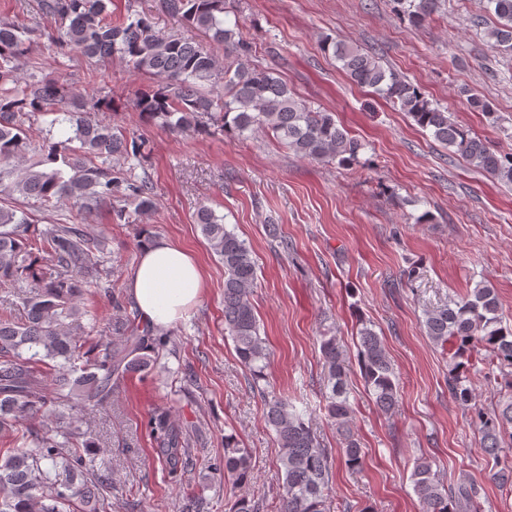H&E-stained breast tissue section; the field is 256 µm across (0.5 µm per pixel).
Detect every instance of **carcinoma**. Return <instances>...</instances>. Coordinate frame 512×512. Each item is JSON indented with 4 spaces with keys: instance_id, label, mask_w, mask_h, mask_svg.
Segmentation results:
<instances>
[{
    "instance_id": "obj_1",
    "label": "carcinoma",
    "mask_w": 512,
    "mask_h": 512,
    "mask_svg": "<svg viewBox=\"0 0 512 512\" xmlns=\"http://www.w3.org/2000/svg\"><path fill=\"white\" fill-rule=\"evenodd\" d=\"M409 21L420 25L437 10L438 0H395ZM112 0H37L34 18L54 25L59 48L96 60L119 57L134 73L157 79L156 87L137 98L136 109L149 122L172 131L209 135L234 130L242 138L258 130L301 158L347 163L363 149L360 140L325 110L297 98L272 68L253 64L251 50L225 26L224 0H158L159 10L205 33L224 47L226 63L189 37H159L146 9L129 3L126 14L108 19ZM496 19L488 31L494 46L512 52V0H483ZM40 27L0 20V431L29 426L17 433L14 447L0 451V512H75L77 504L111 508L112 474L92 464L95 442L74 424L79 404L98 406L114 384L148 367L151 355L167 341L131 319L100 330L85 300L104 287L93 251L101 240L87 221L107 208L113 222L129 219L113 201L135 205L138 215L150 213L154 191L148 178L135 175L145 155L144 140L109 119L112 72L88 74L101 95L89 109L74 106L75 93L58 76L46 74L33 61L34 36ZM340 69L360 87L370 88L407 112L435 140L453 149L474 167L512 183V155H498L454 122L413 84L384 67L376 54L347 43L329 41ZM44 212L73 204L67 223L31 228L25 211L9 204L17 198ZM196 223L210 249L224 265V331L234 343L240 363L254 382L264 379L269 358L266 339L251 302L257 279L253 251L227 229L224 217L202 203ZM493 287L479 283L459 301L425 312L426 335L450 345L455 364L448 373V393L471 411V421L485 452L502 464L494 479L512 484V381L496 408L476 403L464 362L512 368V327L499 316ZM329 393L327 416L343 436L347 467L363 465L364 452L352 432V405L347 395L346 365L336 337L321 340ZM359 365L374 405L383 414L398 403L394 368L378 334L360 330ZM264 418L274 434L282 472L279 512H326V489L332 476L331 449L322 445L305 411L287 398L261 389ZM50 424L43 430L35 421ZM150 433L169 464L184 447L183 432L169 411L157 410L148 421ZM434 462L423 459L411 474L424 512H456L452 498L479 512L475 483L453 491L444 484ZM251 475L248 449L232 438L224 443V476L246 480Z\"/></svg>"
}]
</instances>
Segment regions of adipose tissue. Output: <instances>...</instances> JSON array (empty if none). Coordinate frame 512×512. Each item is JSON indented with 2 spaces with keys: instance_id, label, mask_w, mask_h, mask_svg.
I'll return each mask as SVG.
<instances>
[{
  "instance_id": "1",
  "label": "adipose tissue",
  "mask_w": 512,
  "mask_h": 512,
  "mask_svg": "<svg viewBox=\"0 0 512 512\" xmlns=\"http://www.w3.org/2000/svg\"><path fill=\"white\" fill-rule=\"evenodd\" d=\"M202 270L183 246L165 238L144 244L125 288L144 324L166 327L183 319L198 303Z\"/></svg>"
}]
</instances>
